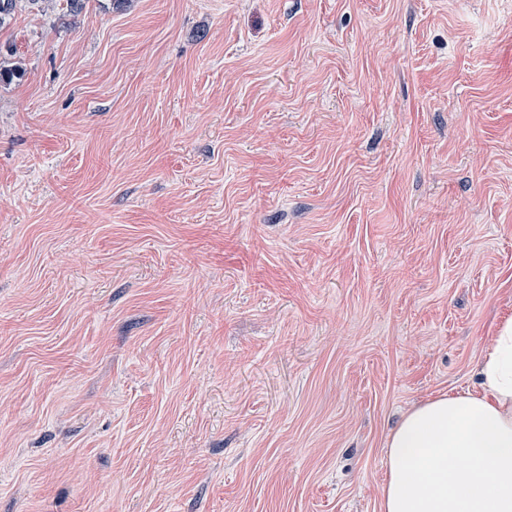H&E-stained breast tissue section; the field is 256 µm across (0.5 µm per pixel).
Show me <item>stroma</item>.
I'll list each match as a JSON object with an SVG mask.
<instances>
[{
    "instance_id": "stroma-1",
    "label": "stroma",
    "mask_w": 512,
    "mask_h": 512,
    "mask_svg": "<svg viewBox=\"0 0 512 512\" xmlns=\"http://www.w3.org/2000/svg\"><path fill=\"white\" fill-rule=\"evenodd\" d=\"M0 45V512H382L512 318V0H23Z\"/></svg>"
}]
</instances>
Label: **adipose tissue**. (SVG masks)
I'll list each match as a JSON object with an SVG mask.
<instances>
[{
    "label": "adipose tissue",
    "mask_w": 512,
    "mask_h": 512,
    "mask_svg": "<svg viewBox=\"0 0 512 512\" xmlns=\"http://www.w3.org/2000/svg\"><path fill=\"white\" fill-rule=\"evenodd\" d=\"M478 375L479 390L419 405L392 430L382 512H512V319Z\"/></svg>",
    "instance_id": "obj_1"
}]
</instances>
